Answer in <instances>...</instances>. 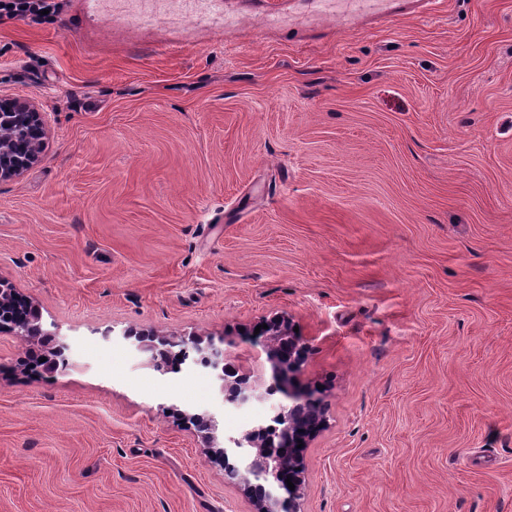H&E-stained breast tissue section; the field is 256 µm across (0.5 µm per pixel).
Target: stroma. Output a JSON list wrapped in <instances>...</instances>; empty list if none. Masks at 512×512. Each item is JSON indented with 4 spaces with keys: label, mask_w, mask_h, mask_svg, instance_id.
<instances>
[{
    "label": "stroma",
    "mask_w": 512,
    "mask_h": 512,
    "mask_svg": "<svg viewBox=\"0 0 512 512\" xmlns=\"http://www.w3.org/2000/svg\"><path fill=\"white\" fill-rule=\"evenodd\" d=\"M56 2L0 18V97L47 126L0 182V278L69 346L37 375L0 332V512H253L190 416L270 403L122 335L227 338L264 388L240 332L277 314L324 407L297 512H512V0L167 52Z\"/></svg>",
    "instance_id": "35a3bbf8"
}]
</instances>
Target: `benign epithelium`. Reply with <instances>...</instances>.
<instances>
[{
  "mask_svg": "<svg viewBox=\"0 0 512 512\" xmlns=\"http://www.w3.org/2000/svg\"><path fill=\"white\" fill-rule=\"evenodd\" d=\"M46 129L41 113L28 101L20 98L0 100V182L13 179L40 160ZM17 300L8 282L0 279V331L9 330L19 336L40 338L49 343L47 361L40 363V371L46 375L59 367V358L65 346L55 342L53 334L42 329L40 313L31 302H26V314L14 319L9 309ZM267 328L245 333V340L262 347L271 364L272 383L262 394L256 393L255 386L248 377L239 375L229 378L230 365L224 360V351L213 345L201 347L193 339L191 342H162L164 348L152 356L154 369L162 375L170 373L169 362L178 359L180 364L198 366L211 376L215 393L228 408H241L258 397L265 399L279 393L288 404L275 407L270 420L281 422V432L294 435L291 417L309 402L319 399L318 388L304 385L299 376L308 358V346L303 338L291 328L288 318L274 316L265 321ZM197 351L198 357L187 362V348ZM257 430H246L228 439L230 448L249 458L246 473L242 476L245 489L252 498L256 512H296L303 479L300 457L293 460L295 488L293 493L283 490L280 481L281 466L278 456L266 449L255 448Z\"/></svg>",
  "mask_w": 512,
  "mask_h": 512,
  "instance_id": "obj_1",
  "label": "benign epithelium"
}]
</instances>
